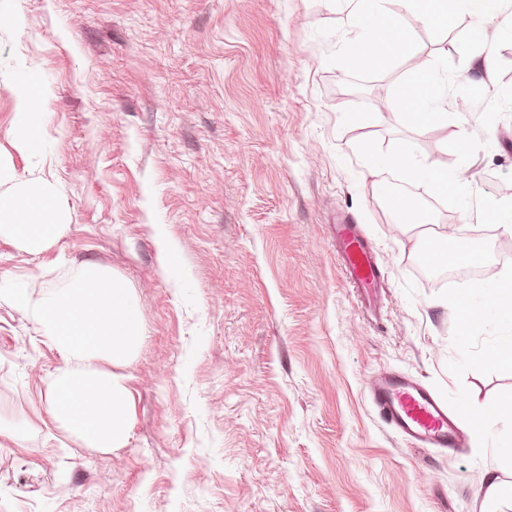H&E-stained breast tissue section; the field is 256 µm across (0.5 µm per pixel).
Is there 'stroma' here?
Here are the masks:
<instances>
[{
    "label": "stroma",
    "mask_w": 512,
    "mask_h": 512,
    "mask_svg": "<svg viewBox=\"0 0 512 512\" xmlns=\"http://www.w3.org/2000/svg\"><path fill=\"white\" fill-rule=\"evenodd\" d=\"M410 28L495 97L512 86L471 72L458 33ZM330 0H5L0 5V159L16 182L41 178L66 225L38 254L0 238V283L58 291L91 267L136 296L141 336L124 367V447L88 448L52 422L46 381L60 356L0 298V512H512L489 505L486 448L407 444L377 416L371 381L420 379L454 415L512 402V374L477 363L503 332L465 326L456 302L494 288L512 234L491 223L512 204V113L482 108L402 124L399 63L349 88L327 55L353 39ZM36 88L43 150L13 139L19 89ZM409 139L455 188L371 168ZM412 187L431 224L405 229L375 187ZM361 226L385 286L356 294L329 226ZM458 223L480 276L417 268ZM176 253L161 264L159 245ZM469 357H462V350Z\"/></svg>",
    "instance_id": "1"
}]
</instances>
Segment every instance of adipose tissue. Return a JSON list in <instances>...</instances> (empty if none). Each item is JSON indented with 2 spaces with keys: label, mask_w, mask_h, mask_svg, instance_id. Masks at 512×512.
<instances>
[{
  "label": "adipose tissue",
  "mask_w": 512,
  "mask_h": 512,
  "mask_svg": "<svg viewBox=\"0 0 512 512\" xmlns=\"http://www.w3.org/2000/svg\"><path fill=\"white\" fill-rule=\"evenodd\" d=\"M34 91H25L19 98L16 114L15 143L20 151L39 154L41 142L36 135L44 115L36 105ZM387 167L406 170L413 177L428 180L433 191L443 195L452 179L447 170H432L418 160L410 141H398L390 154L382 157ZM52 205L48 191L39 180L33 179L16 193H0V237H7L30 252L46 249L64 230L52 223L48 211ZM492 306L507 334L488 347L481 360L502 370L512 372V267L503 270L490 296ZM492 424L502 425L503 441L492 451L495 466L487 470V497L490 501L512 497V483L500 481L499 472L512 471V407L491 405L487 408Z\"/></svg>",
  "instance_id": "1"
}]
</instances>
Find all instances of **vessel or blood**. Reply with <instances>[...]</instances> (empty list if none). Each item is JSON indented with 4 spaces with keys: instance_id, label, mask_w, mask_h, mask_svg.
<instances>
[{
    "instance_id": "vessel-or-blood-1",
    "label": "vessel or blood",
    "mask_w": 512,
    "mask_h": 512,
    "mask_svg": "<svg viewBox=\"0 0 512 512\" xmlns=\"http://www.w3.org/2000/svg\"><path fill=\"white\" fill-rule=\"evenodd\" d=\"M332 240L351 287L367 296L382 287L384 277L359 225H333ZM369 393L381 420L407 443L448 449L463 446L464 435L449 417L445 403L418 380L387 373L372 381Z\"/></svg>"
}]
</instances>
